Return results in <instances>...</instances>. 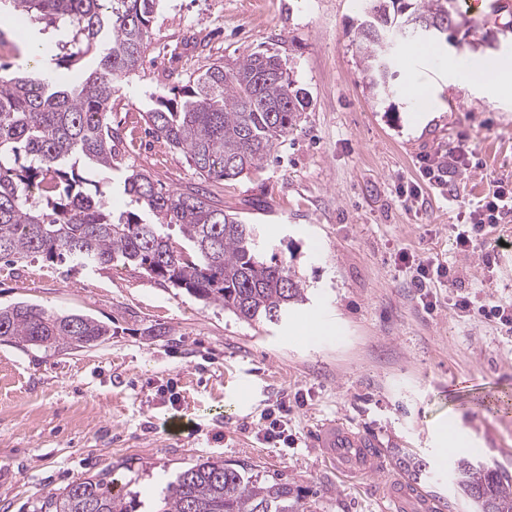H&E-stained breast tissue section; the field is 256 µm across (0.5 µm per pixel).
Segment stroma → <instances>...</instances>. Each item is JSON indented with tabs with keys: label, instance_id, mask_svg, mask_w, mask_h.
I'll list each match as a JSON object with an SVG mask.
<instances>
[{
	"label": "stroma",
	"instance_id": "1",
	"mask_svg": "<svg viewBox=\"0 0 512 512\" xmlns=\"http://www.w3.org/2000/svg\"><path fill=\"white\" fill-rule=\"evenodd\" d=\"M360 4L164 0L140 67L112 97V180L135 169L206 191L299 270L308 299L279 323L248 324L120 264L1 266V306L83 313L112 334L81 350L0 342V512H39L47 493L105 472L134 512H152L208 457L295 482L316 512H386L375 478L343 477L312 447L334 420L373 435L393 473L401 457L425 462L421 487L446 512H473L449 442L477 440L475 458L512 475V331L479 311L512 302V213L484 237L488 266L459 253L453 232L483 199L468 179L512 190V89L472 86L468 68L512 55V12L467 16L427 55L395 47L394 91L379 99L355 50ZM254 50L279 54L309 105L262 170L205 181L183 153L159 150L144 116L190 72ZM458 149L470 167L449 187L423 179L425 158ZM410 183L419 196L399 197ZM404 252L457 266L456 284L436 285L424 306ZM460 295L473 309L455 308ZM274 418L285 440L265 439Z\"/></svg>",
	"mask_w": 512,
	"mask_h": 512
}]
</instances>
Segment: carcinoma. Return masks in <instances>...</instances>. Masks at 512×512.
Masks as SVG:
<instances>
[{
    "label": "carcinoma",
    "instance_id": "1",
    "mask_svg": "<svg viewBox=\"0 0 512 512\" xmlns=\"http://www.w3.org/2000/svg\"><path fill=\"white\" fill-rule=\"evenodd\" d=\"M11 22L58 32L34 48L73 74L67 82L33 71L0 77V262L30 257L73 266H134L248 324L276 323L307 299L288 261L259 248L256 226L211 197L163 190L133 172L123 195L155 218L114 217L117 163L112 94L135 72L160 0H6ZM368 0L357 26V52L373 95L393 92L389 50L425 40L418 25L454 26L455 0ZM307 94L274 54L253 51L216 61L171 95L155 97L148 130L184 153L195 173L223 181L264 167L273 148L297 129ZM111 327L93 317L25 302L0 306V340L44 349L97 346ZM458 488L477 512H512V480L467 457L454 463ZM39 512H132L103 479L85 478L49 493ZM156 512H314L299 487L210 458L169 483Z\"/></svg>",
    "mask_w": 512,
    "mask_h": 512
}]
</instances>
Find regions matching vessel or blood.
Instances as JSON below:
<instances>
[{"instance_id":"obj_1","label":"vessel or blood","mask_w":512,"mask_h":512,"mask_svg":"<svg viewBox=\"0 0 512 512\" xmlns=\"http://www.w3.org/2000/svg\"><path fill=\"white\" fill-rule=\"evenodd\" d=\"M314 443L324 461L337 470L384 480L386 497L392 503L399 505L410 501L416 504L419 512H437L438 500L387 475L380 456L374 450V441L364 434L354 432L340 422L330 421L319 426Z\"/></svg>"}]
</instances>
